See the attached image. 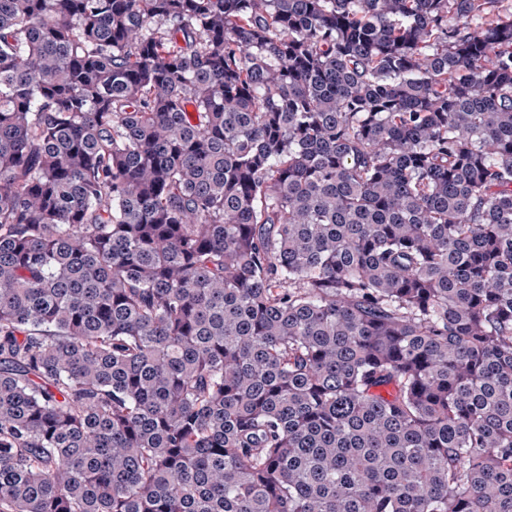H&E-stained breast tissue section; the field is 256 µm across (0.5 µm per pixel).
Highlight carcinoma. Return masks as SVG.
I'll return each mask as SVG.
<instances>
[{
  "label": "carcinoma",
  "instance_id": "1",
  "mask_svg": "<svg viewBox=\"0 0 512 512\" xmlns=\"http://www.w3.org/2000/svg\"><path fill=\"white\" fill-rule=\"evenodd\" d=\"M504 0H0V512H512Z\"/></svg>",
  "mask_w": 512,
  "mask_h": 512
}]
</instances>
